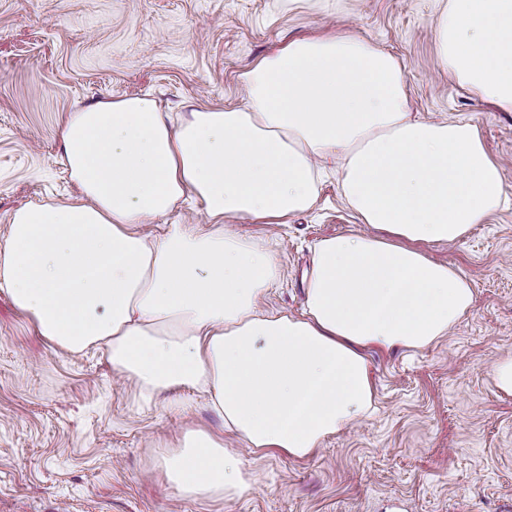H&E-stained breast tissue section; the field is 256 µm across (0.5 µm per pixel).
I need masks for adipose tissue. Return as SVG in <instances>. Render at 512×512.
<instances>
[{
  "instance_id": "ef3b65f1",
  "label": "adipose tissue",
  "mask_w": 512,
  "mask_h": 512,
  "mask_svg": "<svg viewBox=\"0 0 512 512\" xmlns=\"http://www.w3.org/2000/svg\"><path fill=\"white\" fill-rule=\"evenodd\" d=\"M432 27L449 77L512 112V0H439ZM241 81L244 105L175 119L148 94L70 112L60 140L80 197L18 208L0 247V291L49 343L106 346L146 403L205 393L220 429H186L161 466L183 496L213 501L257 484L225 435L307 459L373 411L367 350L447 336L473 292L425 248L461 240L505 201L479 126L412 112L401 63L369 39L300 36ZM330 171L367 229L316 243L301 314L261 310L276 256L224 222L284 223ZM188 194L208 226L139 233Z\"/></svg>"
}]
</instances>
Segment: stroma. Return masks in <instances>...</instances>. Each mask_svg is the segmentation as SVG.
I'll list each match as a JSON object with an SVG mask.
<instances>
[{"instance_id": "1", "label": "stroma", "mask_w": 512, "mask_h": 512, "mask_svg": "<svg viewBox=\"0 0 512 512\" xmlns=\"http://www.w3.org/2000/svg\"><path fill=\"white\" fill-rule=\"evenodd\" d=\"M434 0H0V242L13 212L76 192L62 162L68 112L152 93L162 111L238 103L241 75L320 22L366 37L404 67L412 109L477 123L512 200V112L471 98L438 61ZM335 177L274 238L266 308L299 313L321 239L356 229ZM430 254L469 280L473 305L436 344L369 350L376 411L309 459L254 457L258 484L230 502L169 486L158 442L218 428L186 409L137 404L105 351L48 344L0 292V512H502L512 504V395L493 379L512 354V204Z\"/></svg>"}]
</instances>
